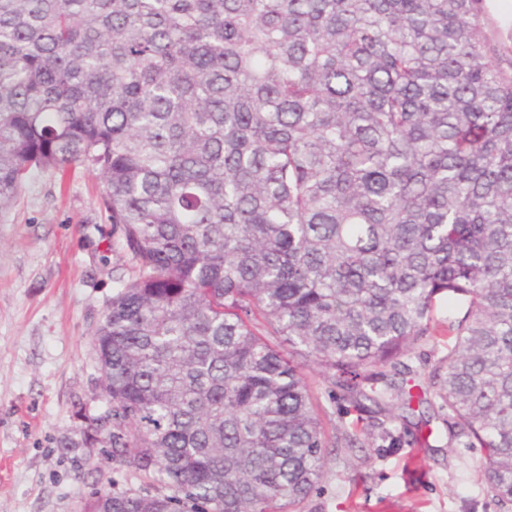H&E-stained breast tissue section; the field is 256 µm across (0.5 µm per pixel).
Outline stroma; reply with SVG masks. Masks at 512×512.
Segmentation results:
<instances>
[{
    "instance_id": "obj_1",
    "label": "stroma",
    "mask_w": 512,
    "mask_h": 512,
    "mask_svg": "<svg viewBox=\"0 0 512 512\" xmlns=\"http://www.w3.org/2000/svg\"><path fill=\"white\" fill-rule=\"evenodd\" d=\"M132 262L108 221L100 182L86 167L45 172L0 213V512H80L98 489L145 488L110 449L80 444L89 418L108 407L93 359V330ZM437 336L420 340L379 379L418 385L425 402L390 417L372 402L308 372L328 435L353 422L359 447L331 448L323 479L301 512H512L483 480L480 449L465 445L430 388L444 366L448 301L433 313Z\"/></svg>"
}]
</instances>
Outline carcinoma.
Instances as JSON below:
<instances>
[{"label": "carcinoma", "mask_w": 512, "mask_h": 512, "mask_svg": "<svg viewBox=\"0 0 512 512\" xmlns=\"http://www.w3.org/2000/svg\"><path fill=\"white\" fill-rule=\"evenodd\" d=\"M485 0H0V211L82 165L137 268L82 442L160 489L82 512H297L327 436L448 319L431 385L512 502V60Z\"/></svg>", "instance_id": "carcinoma-1"}]
</instances>
